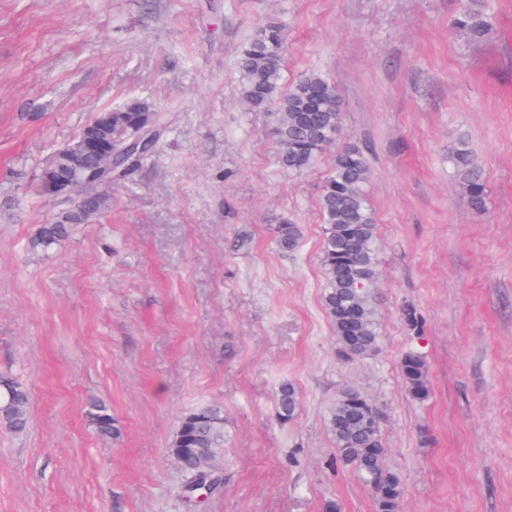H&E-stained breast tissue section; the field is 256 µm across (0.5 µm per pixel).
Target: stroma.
Returning <instances> with one entry per match:
<instances>
[{"label": "stroma", "instance_id": "35a3bbf8", "mask_svg": "<svg viewBox=\"0 0 512 512\" xmlns=\"http://www.w3.org/2000/svg\"><path fill=\"white\" fill-rule=\"evenodd\" d=\"M491 38L451 26L457 0H0V377L29 425L0 427V512H375L332 467L327 418L359 388L386 415L401 512H512V0ZM286 23L284 85L333 81L338 143L358 142L376 218L378 351L336 354L323 306L324 151L276 159L271 111L243 103L236 62L267 16ZM138 98L167 117L160 149L48 251L34 192L54 148ZM466 138L490 188L471 209L448 163ZM291 220L299 250L271 228ZM425 319L413 336L400 312ZM419 352L430 398L407 394ZM301 408L274 415L279 384ZM110 408L101 437L89 401ZM224 410V489L188 500L169 454L180 417ZM302 228L299 224H293L284 220L282 224H276L273 228V240L281 252L295 251L301 243ZM400 372L407 394L424 402L431 394L424 358L417 352H406L400 360ZM301 396L297 387L288 381L280 383L276 392L275 417L281 424H287L297 414ZM87 416L99 435L115 439L121 434L119 424L106 406L96 402L90 403Z\"/></svg>", "mask_w": 512, "mask_h": 512}]
</instances>
